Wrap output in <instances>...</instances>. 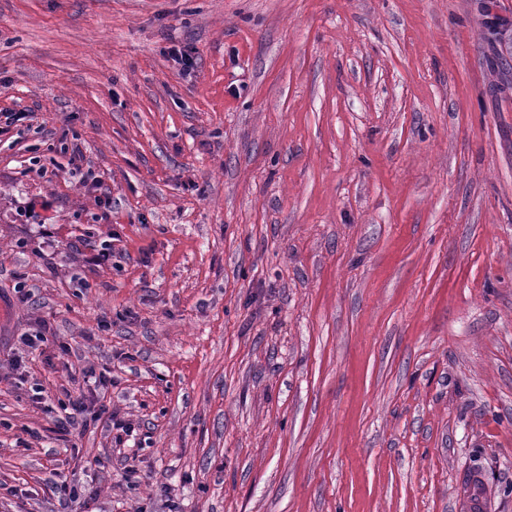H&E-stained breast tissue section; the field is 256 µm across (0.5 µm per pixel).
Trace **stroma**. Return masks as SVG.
Instances as JSON below:
<instances>
[{
    "instance_id": "35a3bbf8",
    "label": "stroma",
    "mask_w": 512,
    "mask_h": 512,
    "mask_svg": "<svg viewBox=\"0 0 512 512\" xmlns=\"http://www.w3.org/2000/svg\"><path fill=\"white\" fill-rule=\"evenodd\" d=\"M494 18L0 0V512H512Z\"/></svg>"
}]
</instances>
